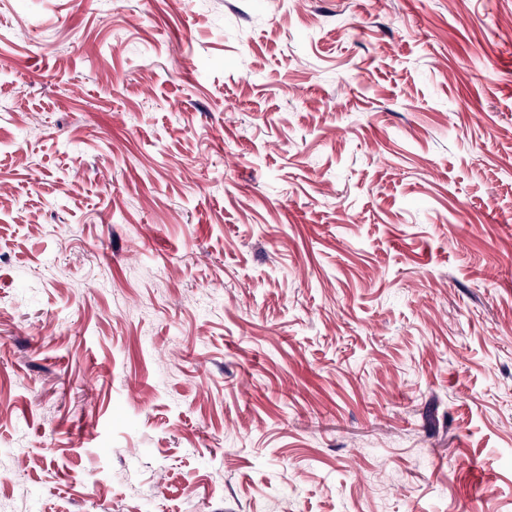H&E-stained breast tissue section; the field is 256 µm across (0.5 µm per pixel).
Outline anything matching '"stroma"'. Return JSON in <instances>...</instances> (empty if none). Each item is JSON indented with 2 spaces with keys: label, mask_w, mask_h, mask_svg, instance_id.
I'll list each match as a JSON object with an SVG mask.
<instances>
[{
  "label": "stroma",
  "mask_w": 512,
  "mask_h": 512,
  "mask_svg": "<svg viewBox=\"0 0 512 512\" xmlns=\"http://www.w3.org/2000/svg\"><path fill=\"white\" fill-rule=\"evenodd\" d=\"M0 512H512V0H0Z\"/></svg>",
  "instance_id": "35a3bbf8"
}]
</instances>
